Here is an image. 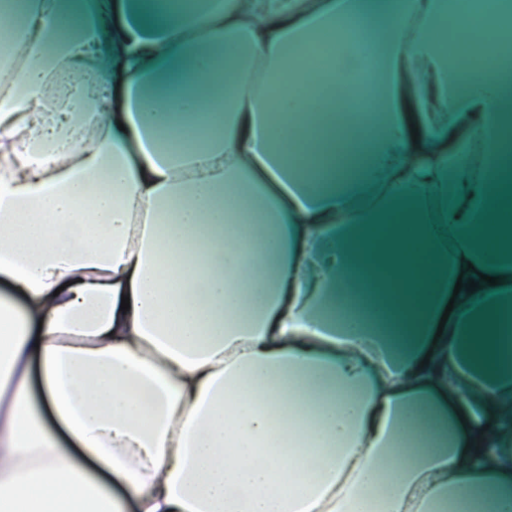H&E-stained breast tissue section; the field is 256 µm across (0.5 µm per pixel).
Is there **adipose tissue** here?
<instances>
[{
	"label": "adipose tissue",
	"instance_id": "obj_1",
	"mask_svg": "<svg viewBox=\"0 0 512 512\" xmlns=\"http://www.w3.org/2000/svg\"><path fill=\"white\" fill-rule=\"evenodd\" d=\"M127 12L0 0V512H512V113L449 85L469 14ZM353 29L368 53H319ZM365 73L378 124L337 125L316 78ZM340 131L356 174L310 190L289 158ZM355 280L407 346L337 318ZM502 320L506 333L510 331V334L503 335L500 344L491 353L490 361L503 369H512V311L505 313Z\"/></svg>",
	"mask_w": 512,
	"mask_h": 512
}]
</instances>
